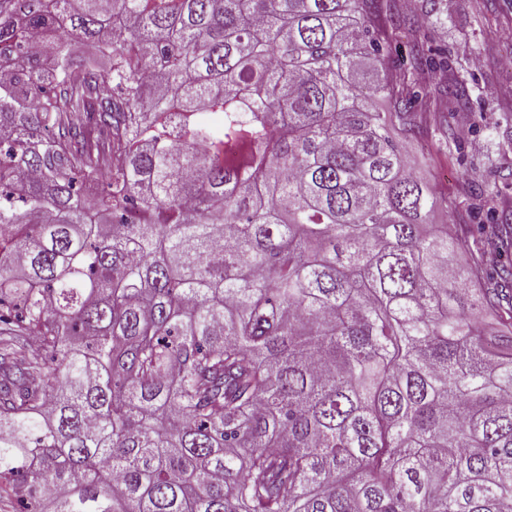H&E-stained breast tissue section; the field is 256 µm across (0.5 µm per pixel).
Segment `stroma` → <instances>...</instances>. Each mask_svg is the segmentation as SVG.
Masks as SVG:
<instances>
[{
  "instance_id": "obj_1",
  "label": "stroma",
  "mask_w": 512,
  "mask_h": 512,
  "mask_svg": "<svg viewBox=\"0 0 512 512\" xmlns=\"http://www.w3.org/2000/svg\"><path fill=\"white\" fill-rule=\"evenodd\" d=\"M431 53L448 55L452 71L423 68L412 79L423 100L413 112L408 151L417 175L447 198L432 221L448 225L466 244L470 228L512 212V0H416ZM462 83L468 102L438 93Z\"/></svg>"
}]
</instances>
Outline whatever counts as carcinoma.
<instances>
[{
    "label": "carcinoma",
    "instance_id": "1",
    "mask_svg": "<svg viewBox=\"0 0 512 512\" xmlns=\"http://www.w3.org/2000/svg\"><path fill=\"white\" fill-rule=\"evenodd\" d=\"M393 9L0 0L21 512H512V224L459 286Z\"/></svg>",
    "mask_w": 512,
    "mask_h": 512
}]
</instances>
